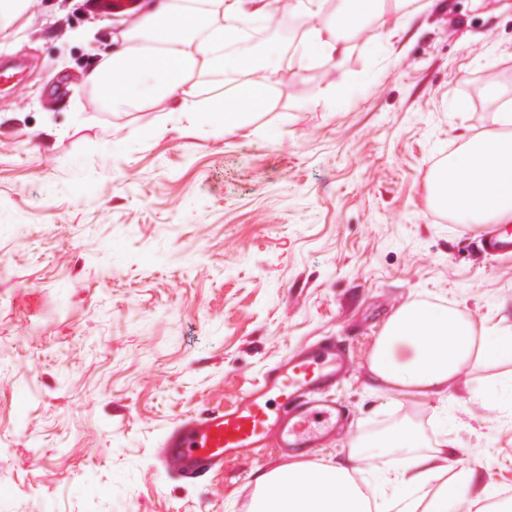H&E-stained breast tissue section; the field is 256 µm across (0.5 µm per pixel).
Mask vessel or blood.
Masks as SVG:
<instances>
[{
    "instance_id": "obj_1",
    "label": "vessel or blood",
    "mask_w": 512,
    "mask_h": 512,
    "mask_svg": "<svg viewBox=\"0 0 512 512\" xmlns=\"http://www.w3.org/2000/svg\"><path fill=\"white\" fill-rule=\"evenodd\" d=\"M488 248L512 255V226L497 224ZM350 356L334 345L304 348L262 376L227 408L186 415L164 437L157 453L165 467L197 479L223 468L225 460L267 446L305 456L335 437L345 410L327 396L344 376Z\"/></svg>"
}]
</instances>
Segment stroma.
<instances>
[{
  "label": "stroma",
  "mask_w": 512,
  "mask_h": 512,
  "mask_svg": "<svg viewBox=\"0 0 512 512\" xmlns=\"http://www.w3.org/2000/svg\"><path fill=\"white\" fill-rule=\"evenodd\" d=\"M0 30V512H247L274 449L188 480L155 466L186 414L231 405L289 354L332 341L352 358L333 396L342 436L314 460L400 424L479 484L512 495V361L470 365L447 393L372 389L367 362L411 300L512 325V259L486 224L431 209L427 178L512 100V0H412L392 35L296 68L280 42L269 105L224 131L170 102L108 109L85 80L129 14L34 0ZM350 95L320 94L340 76ZM464 110H456V102ZM371 453L370 495L401 489Z\"/></svg>",
  "instance_id": "1"
}]
</instances>
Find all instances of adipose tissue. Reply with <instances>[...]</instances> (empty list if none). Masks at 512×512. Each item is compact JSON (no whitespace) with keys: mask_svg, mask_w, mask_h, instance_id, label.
Returning a JSON list of instances; mask_svg holds the SVG:
<instances>
[{"mask_svg":"<svg viewBox=\"0 0 512 512\" xmlns=\"http://www.w3.org/2000/svg\"><path fill=\"white\" fill-rule=\"evenodd\" d=\"M326 0H159L141 10L120 33V49L106 56L88 76L109 108H138L156 100L193 122L234 128L245 113L271 100L277 47L261 59L225 53L251 20L274 21L282 8L297 12L307 25L295 51L299 66L343 53L344 39L367 30L383 33L401 15L403 0H342L334 12ZM239 75L231 95L209 108L198 101L202 71ZM501 133L470 139L448 155L429 179L432 209L463 224L512 223V107L498 112ZM480 359H512V326L477 330L459 309L426 300L400 306L387 320L368 358L374 386L396 395H438ZM411 427L399 425L362 440L333 463L292 462L263 473L249 512H448L452 503L466 512H492L491 489L474 491L475 473L457 468L448 450L423 452ZM400 451L395 482L405 497H369L357 484V464L370 449Z\"/></svg>","mask_w":512,"mask_h":512,"instance_id":"ef3b65f1","label":"adipose tissue"}]
</instances>
